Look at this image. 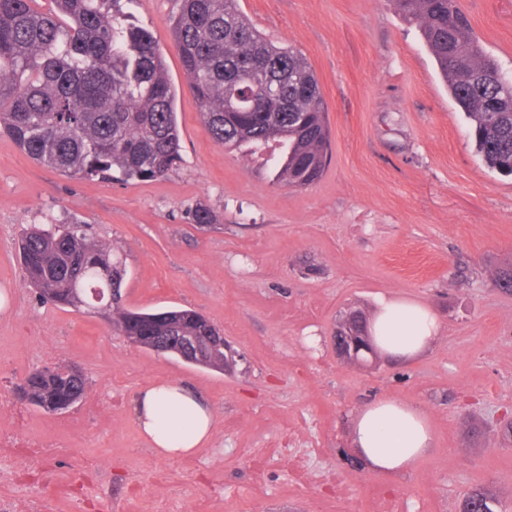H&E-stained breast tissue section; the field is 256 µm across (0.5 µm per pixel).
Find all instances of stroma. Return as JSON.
<instances>
[{"label":"stroma","instance_id":"1","mask_svg":"<svg viewBox=\"0 0 512 512\" xmlns=\"http://www.w3.org/2000/svg\"><path fill=\"white\" fill-rule=\"evenodd\" d=\"M484 48L512 74V0H459ZM268 40L317 76L331 161L305 189L274 180L267 152L216 144L184 76L171 23L178 0H122L162 51L182 159L166 177L101 181L40 165L0 137V427L67 446L52 470L0 478V512L45 497L53 512H461L473 490L512 512V175L489 170L416 26L392 0H238ZM215 221L194 223L198 208ZM76 221L126 254L123 304L196 310L237 353L233 371L130 343L97 313L41 303L17 242L30 225ZM432 307L440 336L408 363L337 358L331 336L377 295ZM75 365L86 398L47 413L17 400L36 369ZM192 386L216 415L189 457L157 456L133 423L150 382ZM388 397L426 413L433 444L410 471L374 472L352 450L355 413ZM97 400L112 415L88 414Z\"/></svg>","mask_w":512,"mask_h":512}]
</instances>
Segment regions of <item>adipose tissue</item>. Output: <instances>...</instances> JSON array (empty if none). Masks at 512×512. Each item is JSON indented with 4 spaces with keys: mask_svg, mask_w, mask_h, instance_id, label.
<instances>
[{
    "mask_svg": "<svg viewBox=\"0 0 512 512\" xmlns=\"http://www.w3.org/2000/svg\"><path fill=\"white\" fill-rule=\"evenodd\" d=\"M440 324L430 307L405 298L378 295L371 317L377 350L397 360H409L437 339ZM139 436L164 458H181L205 445L214 432L210 405L192 388L174 381L147 385L134 408ZM433 440L425 412L417 406L381 398L358 410L351 446L365 464L391 475L411 469Z\"/></svg>",
    "mask_w": 512,
    "mask_h": 512,
    "instance_id": "1",
    "label": "adipose tissue"
}]
</instances>
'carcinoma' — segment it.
I'll return each mask as SVG.
<instances>
[{"mask_svg": "<svg viewBox=\"0 0 512 512\" xmlns=\"http://www.w3.org/2000/svg\"><path fill=\"white\" fill-rule=\"evenodd\" d=\"M0 0V133L39 164L64 174L128 182L162 177L181 160L176 90L152 34L126 21L119 0ZM172 34L190 92L213 141L283 148L275 178L293 188L318 181L331 130L306 58L275 46L237 0H180ZM435 60L492 170L512 175V80L475 35L458 0H392ZM24 279L46 303L81 312L102 305L121 335H208L202 315L139 312L112 298L126 266L114 245L83 226L32 225L18 242ZM21 398L38 408L79 401L86 377L33 373Z\"/></svg>", "mask_w": 512, "mask_h": 512, "instance_id": "carcinoma-1", "label": "carcinoma"}]
</instances>
